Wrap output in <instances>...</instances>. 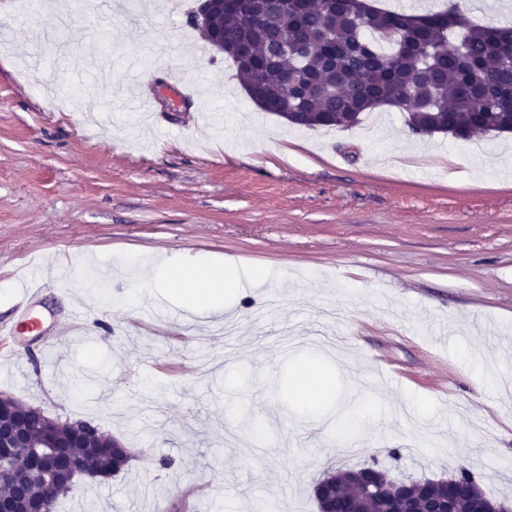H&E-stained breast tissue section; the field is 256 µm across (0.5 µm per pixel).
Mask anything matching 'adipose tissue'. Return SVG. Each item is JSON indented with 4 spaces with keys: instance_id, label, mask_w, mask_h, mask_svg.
Returning <instances> with one entry per match:
<instances>
[{
    "instance_id": "adipose-tissue-1",
    "label": "adipose tissue",
    "mask_w": 512,
    "mask_h": 512,
    "mask_svg": "<svg viewBox=\"0 0 512 512\" xmlns=\"http://www.w3.org/2000/svg\"><path fill=\"white\" fill-rule=\"evenodd\" d=\"M153 271L162 273L168 286L177 288L189 301L204 299L212 310H221L225 294L241 289L243 283L261 287L267 274L264 270H252L249 280H242L232 263L223 261L200 262L182 255L156 259Z\"/></svg>"
}]
</instances>
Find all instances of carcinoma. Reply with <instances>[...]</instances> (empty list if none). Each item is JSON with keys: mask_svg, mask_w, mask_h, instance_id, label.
Wrapping results in <instances>:
<instances>
[{"mask_svg": "<svg viewBox=\"0 0 512 512\" xmlns=\"http://www.w3.org/2000/svg\"><path fill=\"white\" fill-rule=\"evenodd\" d=\"M211 30L224 36V54L232 59L249 98L265 112L297 127L350 128L360 116L380 107L405 114L418 135L448 134L467 140L475 134L512 133V59L503 44L511 27L469 22L456 0L442 11L421 14L379 11L352 0H307L303 13L283 25L280 0H253L240 12L218 10ZM250 39L253 56L241 60L238 44ZM12 422L26 427L27 408L5 400ZM64 445L53 474L54 499L67 495L73 468L102 478L120 474L131 458L126 448L90 442L72 423L55 424ZM355 471L326 477L338 495L328 506L341 512L356 493ZM473 472L462 465L449 484L467 512ZM430 485L410 481L403 495L387 501L373 496L369 512L415 506ZM44 483L33 474L23 484L0 479V498L37 501Z\"/></svg>", "mask_w": 512, "mask_h": 512, "instance_id": "cac0c4a2", "label": "carcinoma"}]
</instances>
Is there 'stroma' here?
<instances>
[{
	"mask_svg": "<svg viewBox=\"0 0 512 512\" xmlns=\"http://www.w3.org/2000/svg\"><path fill=\"white\" fill-rule=\"evenodd\" d=\"M13 2L0 0L14 35L0 43V322L29 260L49 275L33 300L43 334L0 336V395L133 453L57 512H317V479L374 459L422 479L464 464L512 499V135L420 136L388 107L291 128L190 25L198 0L177 14L38 0L30 25ZM108 83L155 98L152 139ZM165 253L272 277L211 313L134 276ZM88 255L110 271L94 291L77 271ZM75 304L78 337L45 353ZM380 355L411 381L378 382ZM311 365L329 385L309 407L295 380Z\"/></svg>",
	"mask_w": 512,
	"mask_h": 512,
	"instance_id": "35a3bbf8",
	"label": "stroma"
}]
</instances>
